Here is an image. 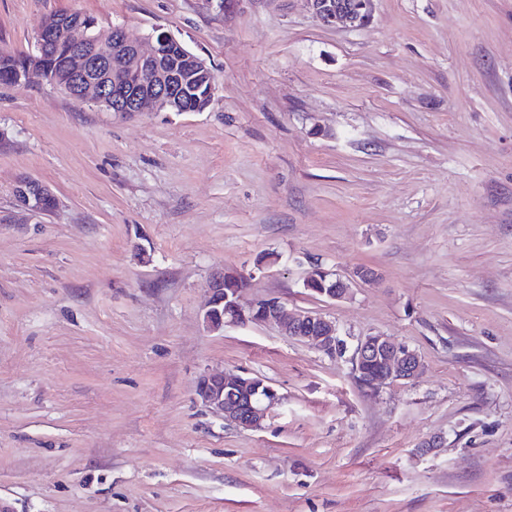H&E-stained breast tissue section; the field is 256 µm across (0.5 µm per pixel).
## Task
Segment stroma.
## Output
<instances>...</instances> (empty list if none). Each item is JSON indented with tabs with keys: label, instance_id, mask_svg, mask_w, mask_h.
Returning a JSON list of instances; mask_svg holds the SVG:
<instances>
[{
	"label": "stroma",
	"instance_id": "35a3bbf8",
	"mask_svg": "<svg viewBox=\"0 0 512 512\" xmlns=\"http://www.w3.org/2000/svg\"><path fill=\"white\" fill-rule=\"evenodd\" d=\"M62 12L164 28L217 88L205 111L138 116L0 89V504L512 512V0H375L356 29L305 0H0V50ZM22 177L58 204L11 224ZM319 266L349 298L305 288ZM220 269L248 279L242 305L330 317L342 355L207 330ZM374 334L421 375L360 386ZM223 370L277 390L262 428L197 399Z\"/></svg>",
	"mask_w": 512,
	"mask_h": 512
}]
</instances>
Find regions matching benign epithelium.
Segmentation results:
<instances>
[{
  "label": "benign epithelium",
  "mask_w": 512,
  "mask_h": 512,
  "mask_svg": "<svg viewBox=\"0 0 512 512\" xmlns=\"http://www.w3.org/2000/svg\"><path fill=\"white\" fill-rule=\"evenodd\" d=\"M315 17L324 25L362 27L373 15L374 0H307ZM37 51L43 56L57 45L66 47L61 63L67 73L63 89L69 95L101 108L112 104V111L183 112L186 76L176 65L164 61L163 49L178 50L180 60L193 71L209 72L211 67L200 55L188 50L169 32L143 37L124 26L95 29L77 19L51 26L43 22L37 37ZM15 200L21 209L41 212L43 200L55 198L51 189L32 178L18 180ZM351 282L339 279L321 295L331 300L349 296ZM210 297L202 320L206 328L219 332L227 324L245 321L274 325L283 336L308 342L314 348L335 355L340 347L336 324L317 311L290 312L277 299L258 301L245 310L239 303L241 289H224V271L215 272L209 283ZM353 366H375L365 385L376 389L396 381H412L422 371L418 354L377 334L359 341ZM196 395L204 406L224 421L245 429H258L270 409L279 401L277 391L260 377L246 373L220 372L201 376Z\"/></svg>",
  "instance_id": "1"
}]
</instances>
